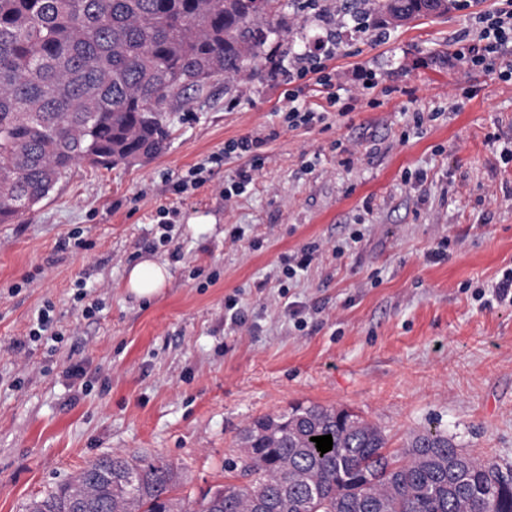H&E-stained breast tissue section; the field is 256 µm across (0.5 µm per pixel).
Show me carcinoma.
Listing matches in <instances>:
<instances>
[{
  "instance_id": "obj_1",
  "label": "carcinoma",
  "mask_w": 512,
  "mask_h": 512,
  "mask_svg": "<svg viewBox=\"0 0 512 512\" xmlns=\"http://www.w3.org/2000/svg\"><path fill=\"white\" fill-rule=\"evenodd\" d=\"M426 0H343L366 34ZM286 0H0V224H14L80 164L166 145L165 113L211 79L256 68L270 33L295 47ZM331 435L321 453L310 438ZM384 431L317 404L253 419L236 481L178 497L177 466L115 451L26 512H512V468L429 427L386 451Z\"/></svg>"
}]
</instances>
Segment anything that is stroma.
Instances as JSON below:
<instances>
[{
    "mask_svg": "<svg viewBox=\"0 0 512 512\" xmlns=\"http://www.w3.org/2000/svg\"><path fill=\"white\" fill-rule=\"evenodd\" d=\"M505 6L468 0L361 37L337 23L336 0H300L305 34L338 33L327 70L381 75L346 114L288 128V71L305 47L273 35L261 63L273 78L213 84L170 113L162 153L77 166L22 222L0 224V512L116 449L173 461L179 495L199 497L231 480L252 419L298 403L347 409L393 450L438 425L512 463V303L485 299L512 267V79L448 57ZM245 135L265 138L261 165L226 198L242 161L211 157ZM201 165L206 183L174 195ZM163 206L178 210L167 227ZM312 243L307 271L286 278L285 258ZM442 244L445 259H429ZM145 256L170 279L136 301L124 281ZM45 308L52 341L29 336Z\"/></svg>",
    "mask_w": 512,
    "mask_h": 512,
    "instance_id": "stroma-1",
    "label": "stroma"
}]
</instances>
